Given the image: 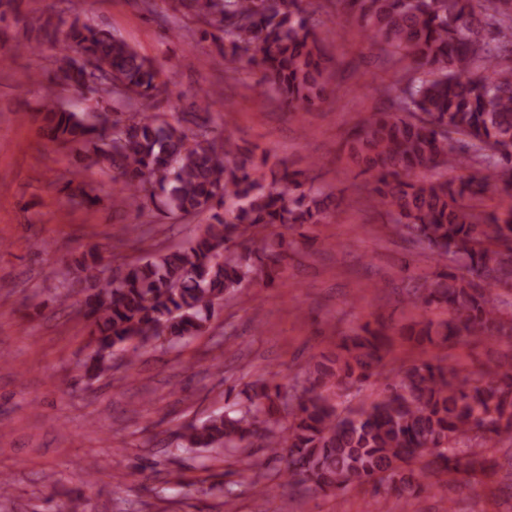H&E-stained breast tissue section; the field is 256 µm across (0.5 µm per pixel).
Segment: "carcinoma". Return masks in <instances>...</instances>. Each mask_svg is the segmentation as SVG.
<instances>
[{
	"label": "carcinoma",
	"instance_id": "1",
	"mask_svg": "<svg viewBox=\"0 0 512 512\" xmlns=\"http://www.w3.org/2000/svg\"><path fill=\"white\" fill-rule=\"evenodd\" d=\"M368 36L412 74L376 88L382 109L357 122L349 157L368 176V207L384 212L391 234L419 248L434 272L406 287L418 311L400 335L418 346L450 349L470 336L512 333V205L480 210L486 199L512 200V0H343ZM163 21L182 30L191 18L206 26L224 72L245 66L290 112L325 100L322 27L304 0H163ZM53 68L38 73L44 134L59 148L79 146L86 168L110 169L120 187L112 206L137 216L206 213L187 240L125 263L106 276L104 258L81 253L59 287L84 293L79 314L89 327L84 376L112 373L114 348L183 344L211 328L216 304L248 285L283 279L296 240L286 232L321 224L336 199L309 172L270 163L272 151L241 147L217 124L203 99L173 120L146 103L170 93L172 79L111 31L74 17L40 19L35 42L0 46L8 59L43 46ZM97 65L104 89L90 86ZM77 95L65 105L60 89ZM99 94L85 108L87 95ZM471 169L457 179L448 170ZM68 202L91 209L99 199L83 171ZM388 327L366 323L342 337L336 352L315 360L299 395L274 382L253 383L248 403L189 423L177 447L244 450L260 442L281 462L277 476L322 493L374 487V510L388 497L418 498L460 478L481 481L502 468L493 453L512 439V359L489 372L460 376L443 360L384 369ZM368 403L350 405L364 386ZM251 485L275 492L260 463Z\"/></svg>",
	"mask_w": 512,
	"mask_h": 512
}]
</instances>
